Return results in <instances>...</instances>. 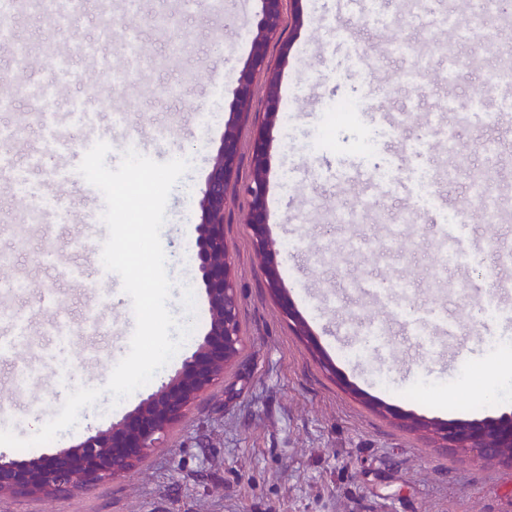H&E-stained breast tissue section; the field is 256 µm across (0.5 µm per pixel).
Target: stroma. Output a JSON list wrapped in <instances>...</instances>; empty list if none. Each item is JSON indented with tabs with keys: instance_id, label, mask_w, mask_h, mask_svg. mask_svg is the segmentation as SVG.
<instances>
[{
	"instance_id": "1",
	"label": "stroma",
	"mask_w": 512,
	"mask_h": 512,
	"mask_svg": "<svg viewBox=\"0 0 512 512\" xmlns=\"http://www.w3.org/2000/svg\"><path fill=\"white\" fill-rule=\"evenodd\" d=\"M302 24L286 27L269 48V62L280 73L282 106L292 113L289 126H276L268 141V229L279 246L284 287L298 317L313 335L319 355H312L270 297L252 253L243 222L247 202L230 205L226 240L237 269L243 346L224 377L201 395L186 420L172 428L165 446L130 476L110 480L95 491L64 498H7L0 512H512V466L497 460L474 463L460 450L438 447L425 433L410 432L378 413L386 406L428 421L480 420L512 415V316L475 317L473 305L498 295L512 297V273L499 268L500 252L512 251V133H501L493 156L481 144L494 131L497 110L506 95L485 76L487 46L501 60L512 61V25L486 14L457 55L459 103L472 97L492 104L479 112L472 127L459 130L458 177L438 178L447 160L438 138L426 133L427 113L442 110L448 94L441 82L447 58L428 57L417 89L401 87L408 60H388L382 50L397 37L418 46L449 43L448 32L432 24L431 14L407 19L397 0L378 15L371 0H295ZM11 36L26 42L25 59L0 49V92L18 83L54 84L50 102L17 98L0 110V128L29 126L26 144L0 140V162L24 180L28 191L0 184V228L21 225L19 233L0 231V255L8 257V280H24L25 292L0 293V307L25 315L31 332L15 355L0 357V412L18 436H31V418L56 416L68 388L53 377L56 359L70 368V386L104 387L114 366L128 353L135 328L130 298L121 286L105 296L109 335L98 358L86 363L85 336L76 334L58 351L41 325L56 310L75 315L78 291L61 280L56 263L83 264L69 247L79 232L76 219L88 187L76 169L88 149L80 127H61L69 142L65 157L46 153V135L35 117L43 110L67 111L71 99L83 98L94 111L124 107L129 131L158 127L162 135L146 146L155 161L182 158L189 170L172 189L161 241L174 283L168 301L181 322H194V341L153 378L120 403L102 395L82 409L76 427L52 442L24 450L0 446V455L30 460L76 445L108 428L146 398L150 388L167 382L191 355L209 327V309L193 261L184 260L201 220L200 190L210 170L224 125L233 117L236 76L250 54L246 31L258 22L255 0H224L214 11L211 0H81L71 26L100 52L110 56L120 74L108 79L91 71L83 57L70 60L71 74L59 80L53 54L69 44V35L53 11L37 0H15L0 14ZM137 33L140 54L124 56V43ZM189 39L188 52L173 55L172 43ZM360 99L361 112L330 123L326 103ZM413 107L416 122L406 131L381 125V112ZM330 143L315 148L323 130ZM39 152L44 172L30 174V155ZM496 163L500 208L508 220L486 224L480 203L468 193L474 170ZM357 165L367 174L391 170L393 179L376 206L396 214L414 207L418 220L387 234L381 224L337 223L336 210L355 201L358 186L341 182L340 173ZM31 206L59 199L60 212L48 223L20 224L17 201ZM466 210L458 242L462 267L438 275L435 244L442 213ZM297 242L284 250L286 240ZM357 240L358 251L348 249ZM57 256L56 263L45 254ZM400 278L409 281L407 315L395 305L378 306L357 296L351 282ZM193 288L195 306L184 309L183 288ZM439 315L453 321L454 335L435 348L415 347L413 319ZM42 360L38 381L15 387L23 365ZM499 398L487 402L488 391Z\"/></svg>"
}]
</instances>
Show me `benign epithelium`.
<instances>
[{
    "mask_svg": "<svg viewBox=\"0 0 512 512\" xmlns=\"http://www.w3.org/2000/svg\"><path fill=\"white\" fill-rule=\"evenodd\" d=\"M255 2L259 20L251 32L249 61L236 79L232 109L242 118L249 114L261 79L263 120L251 132L250 173L245 184H239L237 178L244 149L242 128L236 122H227L201 189V221L195 227L192 252L210 314L202 342L169 381L109 428L96 431L71 448L27 461L7 460L0 455L1 499L89 493L103 482L130 474L163 448L169 430L189 414L200 395L224 377V368L242 344L237 280L225 238L229 203L239 190L248 201L245 223L267 288L277 297L283 314L296 318L275 260L277 250L269 236L266 209L267 133L281 120L280 77L269 67L268 52L283 31L287 0ZM428 431L439 447L468 451L475 462L499 458L502 449L512 448L511 415L480 421L431 422Z\"/></svg>",
    "mask_w": 512,
    "mask_h": 512,
    "instance_id": "benign-epithelium-1",
    "label": "benign epithelium"
}]
</instances>
